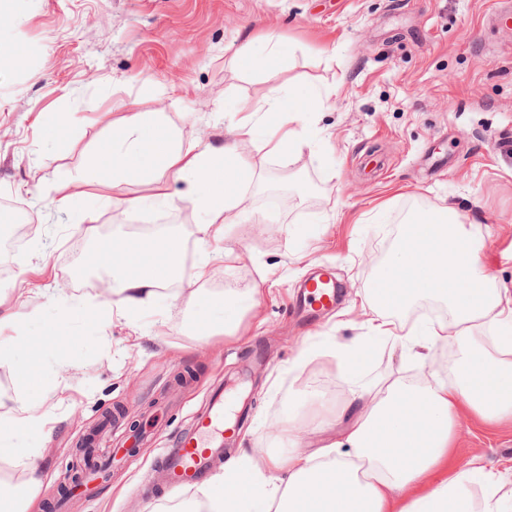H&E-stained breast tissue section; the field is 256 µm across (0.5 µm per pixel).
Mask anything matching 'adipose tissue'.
I'll return each instance as SVG.
<instances>
[{"instance_id": "ef3b65f1", "label": "adipose tissue", "mask_w": 512, "mask_h": 512, "mask_svg": "<svg viewBox=\"0 0 512 512\" xmlns=\"http://www.w3.org/2000/svg\"><path fill=\"white\" fill-rule=\"evenodd\" d=\"M323 103L316 91L283 86L267 88L256 100L225 99V111L236 120L220 148L184 144L160 113H126L106 146L113 182L147 180L155 168L170 172L185 183L192 206L211 218L197 227L201 241L217 242L218 248L191 254L174 237L106 246L111 293L118 302L87 297L81 301L83 312L102 313L106 326L116 318L134 321L184 262H191L200 279L216 263L235 259V251L225 245L227 228L247 213L255 173L237 161L238 144L258 138L277 155L306 145L298 130L285 138L278 128L298 126L305 113L319 111ZM261 112L275 115L276 127H259L255 117ZM482 249L459 228L449 208L406 224L400 244L376 271L375 288L365 295L374 313L367 334L336 345L338 369L350 378L352 362L369 342L392 341L422 365L435 342L453 341L466 347L454 378L427 377L416 387L393 382L374 389L352 381L342 406L350 422L336 441L308 455L285 457L267 448L242 449L213 476L193 512H512V497L500 495L497 476L482 458L464 470L451 464L459 408L485 423L512 422V298L490 287ZM423 298L444 304L448 319L418 320L406 327L381 310L386 302L400 307ZM488 325L497 335L489 348L472 340L474 331ZM48 423L47 413L29 396L0 399V451L27 474L23 485L0 499V512H28L43 481L42 449L9 442V434L35 429L47 436ZM475 485L483 488L482 498H474Z\"/></svg>"}]
</instances>
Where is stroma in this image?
<instances>
[{
  "instance_id": "stroma-1",
  "label": "stroma",
  "mask_w": 512,
  "mask_h": 512,
  "mask_svg": "<svg viewBox=\"0 0 512 512\" xmlns=\"http://www.w3.org/2000/svg\"><path fill=\"white\" fill-rule=\"evenodd\" d=\"M491 0H17L0 24V52L24 55L26 69H0V198L13 200L29 230L0 249V337L18 358L42 342L51 361L32 390L56 421L43 446L44 512H176L196 497L186 487L151 499L137 487L171 434L187 426L211 387L231 380L249 416L228 448L310 453L335 440L349 384L332 356L336 343L362 335L371 316L362 297L376 269L365 258L399 242L404 219L453 207L483 243L492 287L512 293V28L485 24ZM272 33L291 53L260 75L239 69L234 53ZM319 91L321 111L305 122L309 147L265 156L260 142L239 144L240 160L262 168L251 210L266 225L229 232L237 261L216 264L181 295L140 313L137 327L76 313L56 327L61 304L97 295L105 272L94 265L98 240L144 241L134 215L161 223L156 235L193 244L204 213L168 182V201L127 211L149 194L108 176L86 184L88 158L116 134L126 112H159L187 143L224 145L228 97L258 99L266 87ZM76 207L57 212L58 198ZM329 271L339 286L333 310L312 323L297 311L303 284ZM259 286L257 315L225 336L224 293ZM422 372L391 343L366 354L359 377L380 385ZM112 420L99 454L112 477L73 489L84 473L80 436ZM298 428L283 432L284 421ZM483 456L512 493V423L489 425L468 411L457 419L452 464Z\"/></svg>"
}]
</instances>
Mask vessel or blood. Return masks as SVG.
<instances>
[{
  "label": "vessel or blood",
  "instance_id": "obj_1",
  "mask_svg": "<svg viewBox=\"0 0 512 512\" xmlns=\"http://www.w3.org/2000/svg\"><path fill=\"white\" fill-rule=\"evenodd\" d=\"M310 305L328 309L336 303V283L320 273L304 285ZM227 401L223 390H215L207 408L198 413L192 425L177 434L170 447L161 449L158 463L148 472L149 487L177 489L204 482L215 465L224 458L229 439L224 430Z\"/></svg>",
  "mask_w": 512,
  "mask_h": 512
}]
</instances>
